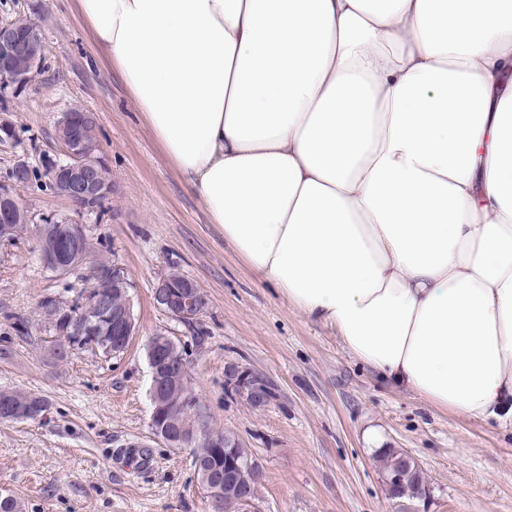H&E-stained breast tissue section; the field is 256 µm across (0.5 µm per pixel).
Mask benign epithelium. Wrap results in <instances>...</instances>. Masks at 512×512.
<instances>
[{
    "label": "benign epithelium",
    "mask_w": 512,
    "mask_h": 512,
    "mask_svg": "<svg viewBox=\"0 0 512 512\" xmlns=\"http://www.w3.org/2000/svg\"><path fill=\"white\" fill-rule=\"evenodd\" d=\"M45 49V33L42 26L32 20L0 22V92H16L25 86L40 62ZM23 56L28 67L19 70L14 67L17 57ZM97 128L93 113L80 109L62 114L55 126V138L62 144L65 160L46 156L43 167L49 177L59 185L57 193L67 199L81 214L97 212V205L112 196V184H100L95 177V166L105 158L100 150L98 135L91 132ZM25 209L9 186L0 188V242H6L10 224L24 219ZM41 256L48 267L65 274L89 263V258L79 254V237L68 226L38 225L36 236ZM94 278L101 280L102 288L82 297L77 303L61 304L54 296L45 297L41 304L54 316H61L64 327L58 330L53 340L56 351L68 353L76 346H91L94 351L103 352L105 357H114L113 348L121 343L130 344L136 334V321L131 300L122 308L109 310L107 290L104 286L128 283L123 268L114 263L112 269L103 273L94 269ZM155 305L176 320L191 326L199 322L205 307L201 292L187 284L174 286L169 277H163L153 290ZM173 339L165 332L155 333L147 348L148 364L151 371L150 400L152 405L151 423L154 434L171 448H191L200 440H207L212 448L224 447L223 436L209 432L203 420V410L192 387L186 360L174 358L168 352ZM180 370L184 383V407L195 414L199 421L193 427L184 428L175 424L164 403L162 375L170 370ZM195 471L210 489L209 497L215 512H243L252 503L249 494L224 499L223 475L212 471L200 462H195Z\"/></svg>",
    "instance_id": "benign-epithelium-1"
}]
</instances>
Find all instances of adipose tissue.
I'll return each mask as SVG.
<instances>
[{
	"label": "adipose tissue",
	"instance_id": "1",
	"mask_svg": "<svg viewBox=\"0 0 512 512\" xmlns=\"http://www.w3.org/2000/svg\"><path fill=\"white\" fill-rule=\"evenodd\" d=\"M255 275L512 426V0H77Z\"/></svg>",
	"mask_w": 512,
	"mask_h": 512
}]
</instances>
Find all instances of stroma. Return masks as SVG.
<instances>
[{
  "instance_id": "stroma-1",
  "label": "stroma",
  "mask_w": 512,
  "mask_h": 512,
  "mask_svg": "<svg viewBox=\"0 0 512 512\" xmlns=\"http://www.w3.org/2000/svg\"><path fill=\"white\" fill-rule=\"evenodd\" d=\"M19 18L43 27L46 49L27 85L0 97V116L17 132L0 145V185L18 164L35 170L43 156H63L55 138L63 112L95 114L113 192L102 213L82 222L123 267L137 323L120 357L85 350L57 360L38 305L74 296L88 272L47 268L32 229L0 244V390L48 403L42 418L0 421V490L20 512H211L189 450L152 431L146 346L159 331L184 348L212 432L235 435L261 469L254 512H512V429L381 381L335 327L307 319L260 281L142 122L75 0H0V21ZM14 192L33 225L74 214L48 188L18 184ZM174 268L204 296L196 327L153 302L154 286ZM19 319L28 334L14 331ZM236 366L270 378L278 400L255 407L232 392L226 379ZM135 447L148 450L149 464L124 456ZM383 448L418 463L422 496L389 498Z\"/></svg>"
}]
</instances>
